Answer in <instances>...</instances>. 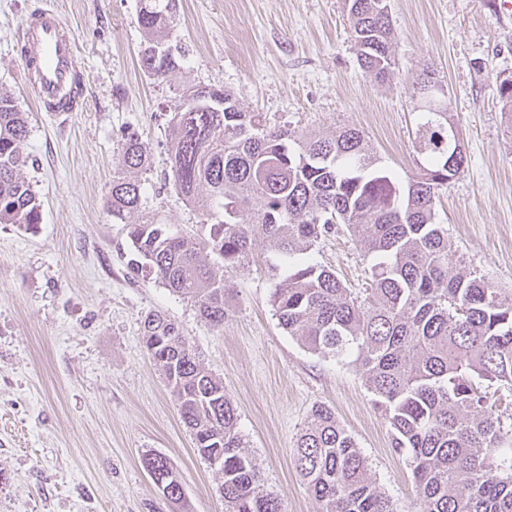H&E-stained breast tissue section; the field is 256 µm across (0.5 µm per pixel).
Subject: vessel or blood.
I'll list each match as a JSON object with an SVG mask.
<instances>
[{
  "label": "vessel or blood",
  "mask_w": 512,
  "mask_h": 512,
  "mask_svg": "<svg viewBox=\"0 0 512 512\" xmlns=\"http://www.w3.org/2000/svg\"><path fill=\"white\" fill-rule=\"evenodd\" d=\"M26 50L23 82L40 111H82L86 82L78 65V48L70 28L52 9L28 14L21 25Z\"/></svg>",
  "instance_id": "b4317fda"
}]
</instances>
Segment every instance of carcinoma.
I'll use <instances>...</instances> for the list:
<instances>
[{
    "instance_id": "cac0c4a2",
    "label": "carcinoma",
    "mask_w": 512,
    "mask_h": 512,
    "mask_svg": "<svg viewBox=\"0 0 512 512\" xmlns=\"http://www.w3.org/2000/svg\"><path fill=\"white\" fill-rule=\"evenodd\" d=\"M361 69L383 82L395 66L387 0H346ZM176 0H140L146 40L141 65L162 77L185 52L169 51ZM512 126V76L502 79ZM449 104L422 111L418 173L403 181L379 165L362 131L329 137L272 128L214 85L198 101L179 102L169 119L168 182L177 195L219 216L208 236L173 233L153 220L127 225L128 267L191 300L202 318L224 323V279L205 262L210 251L236 269L249 260L260 231L285 274L272 306L289 335L323 356L356 355L375 405L385 415L392 448L412 460L422 512H512V412L496 403L512 392V294L467 266L435 221L440 193L464 169L463 142ZM29 128L9 95H0V224L33 230L42 210L22 175ZM149 155L125 134L108 204L122 220L143 193L132 173ZM342 224L374 263L370 283L348 287L336 272L304 259ZM143 342L176 397L182 422L204 459L223 455L227 512H283L268 492L237 428L224 382L189 346L179 326L150 313ZM145 467L175 471L160 454ZM294 465L321 512H397L372 481L368 462L333 412L315 407L297 438Z\"/></svg>"
}]
</instances>
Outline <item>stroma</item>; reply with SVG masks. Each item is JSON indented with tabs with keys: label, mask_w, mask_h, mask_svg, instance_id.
Returning <instances> with one entry per match:
<instances>
[{
	"label": "stroma",
	"mask_w": 512,
	"mask_h": 512,
	"mask_svg": "<svg viewBox=\"0 0 512 512\" xmlns=\"http://www.w3.org/2000/svg\"><path fill=\"white\" fill-rule=\"evenodd\" d=\"M500 0H388L396 65L382 83L360 69L345 0H179L171 42L186 56L165 76L140 65L139 0H0V93L29 117L23 170L42 204L35 231L0 224V512H225L222 473L194 450L178 405L142 340L145 316L176 322L224 383L237 427L266 489L285 512H319L297 474L296 440L313 407L331 409L398 507L416 497L412 465L394 453L359 363L312 352L278 323L271 294L280 258L255 239L224 275L229 310L207 323L190 300L127 267V225L149 218L207 236L202 207L168 184V120L188 88L231 91L270 125L326 137L362 130L383 168L416 175L420 121L412 82L431 66L458 115L468 163L436 201L470 267L512 292V132L499 84L512 76V12ZM55 9L75 35L87 84L84 111H38L22 83L18 31ZM150 155L138 212L107 206L123 136ZM351 288L371 266L345 228L309 252ZM166 456L182 477L173 503L142 459Z\"/></svg>",
	"instance_id": "obj_1"
}]
</instances>
